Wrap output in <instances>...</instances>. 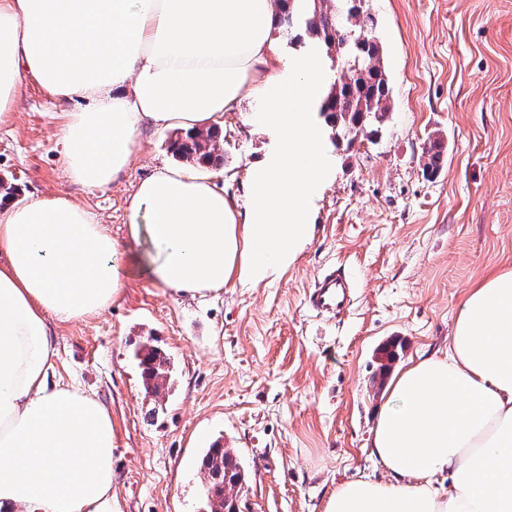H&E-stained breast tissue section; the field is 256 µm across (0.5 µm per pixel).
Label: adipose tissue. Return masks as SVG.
Segmentation results:
<instances>
[{
  "mask_svg": "<svg viewBox=\"0 0 512 512\" xmlns=\"http://www.w3.org/2000/svg\"><path fill=\"white\" fill-rule=\"evenodd\" d=\"M274 0H0V119L25 78L53 99L88 101L60 130L70 180L112 182L136 132L211 128L243 95L276 148L248 174V205L190 174L160 169L127 205L163 287L201 294L278 279L312 238L327 179L325 130L309 109L320 60L274 65ZM125 249L66 195L0 196V512H113L115 431L78 383L53 382L48 319L106 310ZM386 481L340 484L325 512H512V267L470 288L440 354L393 380L370 439Z\"/></svg>",
  "mask_w": 512,
  "mask_h": 512,
  "instance_id": "1",
  "label": "adipose tissue"
}]
</instances>
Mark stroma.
Returning <instances> with one entry per match:
<instances>
[{
	"mask_svg": "<svg viewBox=\"0 0 512 512\" xmlns=\"http://www.w3.org/2000/svg\"><path fill=\"white\" fill-rule=\"evenodd\" d=\"M392 86L376 133L326 134L331 176L313 208L314 236L282 277L191 296L139 265L147 237L128 239L126 199L158 168L180 167L177 129L143 125L131 164L109 185L72 182L59 142L68 112L27 81L0 123V178L19 201L69 195L123 242L125 288L102 313L51 322L54 371L78 380L110 411L117 512H204L198 460L215 440L247 471L248 512H324L336 486L384 479L369 457L387 398L382 366L400 371L448 347L464 297L512 267V0H367ZM250 97L225 112L224 164L196 168L239 207L271 138ZM443 140L439 176L424 149ZM339 267L355 285L346 313L309 309L317 277ZM151 340L173 363L169 389L147 393L132 356Z\"/></svg>",
	"mask_w": 512,
	"mask_h": 512,
	"instance_id": "obj_1",
	"label": "stroma"
}]
</instances>
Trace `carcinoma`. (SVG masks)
Here are the masks:
<instances>
[{"instance_id":"cac0c4a2","label":"carcinoma","mask_w":512,"mask_h":512,"mask_svg":"<svg viewBox=\"0 0 512 512\" xmlns=\"http://www.w3.org/2000/svg\"><path fill=\"white\" fill-rule=\"evenodd\" d=\"M276 5L278 25L299 28L309 39L323 44L335 41L348 61L350 78L317 103V111L326 125L336 128L344 138H354L366 126L377 123V113L390 111L392 88L383 46L373 33L372 18L356 17L352 24L355 35L346 37L338 33V19L349 14L350 0H276ZM217 138L216 129L208 130V145L204 149L198 134L189 131L172 141L169 149L182 161L220 166L224 155L219 153ZM440 148L437 140L426 149L428 159L424 168L430 175L442 167ZM135 358L146 392L159 394L170 380L169 358L147 343L135 351ZM200 470L206 481V512H237L246 471L234 450L214 442L203 453Z\"/></svg>"}]
</instances>
